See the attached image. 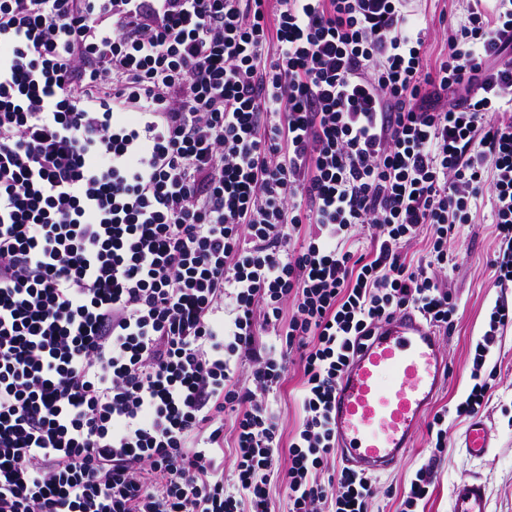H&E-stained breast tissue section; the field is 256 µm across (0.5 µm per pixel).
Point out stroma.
I'll list each match as a JSON object with an SVG mask.
<instances>
[{
	"label": "stroma",
	"instance_id": "stroma-1",
	"mask_svg": "<svg viewBox=\"0 0 512 512\" xmlns=\"http://www.w3.org/2000/svg\"><path fill=\"white\" fill-rule=\"evenodd\" d=\"M411 8L427 29V55L436 58L444 47L439 20L444 15L456 20L463 9L461 0H413ZM467 233L465 241H449V251L459 255L458 264L438 276L457 305L452 329L438 334L447 355V373L433 404L434 410L449 413L447 447L440 456H432L428 431L420 429L401 461L394 468L375 475L372 512H398L412 473L427 462L434 465L433 484L417 512H451L453 487L463 479L484 485L488 512H512V328L505 330L501 338V348L495 356L497 374L492 382L490 402L480 412L481 418L493 429L492 448L487 456L473 457L466 452L462 435L468 421L454 413L469 387L474 346L487 328L495 300L503 296L512 302V288L503 291L493 284L490 263L497 239L489 201H482L477 222L470 225ZM301 384L299 367L289 366L281 387L269 395L288 433L304 418L298 401Z\"/></svg>",
	"mask_w": 512,
	"mask_h": 512
}]
</instances>
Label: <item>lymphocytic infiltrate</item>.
I'll list each match as a JSON object with an SVG mask.
<instances>
[{
	"label": "lymphocytic infiltrate",
	"mask_w": 512,
	"mask_h": 512,
	"mask_svg": "<svg viewBox=\"0 0 512 512\" xmlns=\"http://www.w3.org/2000/svg\"><path fill=\"white\" fill-rule=\"evenodd\" d=\"M409 3L0 0V512H272L275 477L369 512L328 466L349 359L408 310L452 328L435 273L485 195L512 288V0L432 63ZM511 325L497 299L457 416ZM302 374L298 365H289L288 373L281 387L270 393L269 402L284 424L283 440H289L291 432L302 423L304 412L298 401Z\"/></svg>",
	"instance_id": "lymphocytic-infiltrate-1"
}]
</instances>
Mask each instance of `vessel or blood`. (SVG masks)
<instances>
[{
    "label": "vessel or blood",
    "instance_id": "obj_1",
    "mask_svg": "<svg viewBox=\"0 0 512 512\" xmlns=\"http://www.w3.org/2000/svg\"><path fill=\"white\" fill-rule=\"evenodd\" d=\"M446 368L437 336L413 312L380 326L350 359L336 389V446L350 469L371 475L402 459L440 392ZM491 441L486 421L472 419L464 434L467 453L485 456ZM452 497L453 512H487L485 487L478 481H460Z\"/></svg>",
    "mask_w": 512,
    "mask_h": 512
}]
</instances>
